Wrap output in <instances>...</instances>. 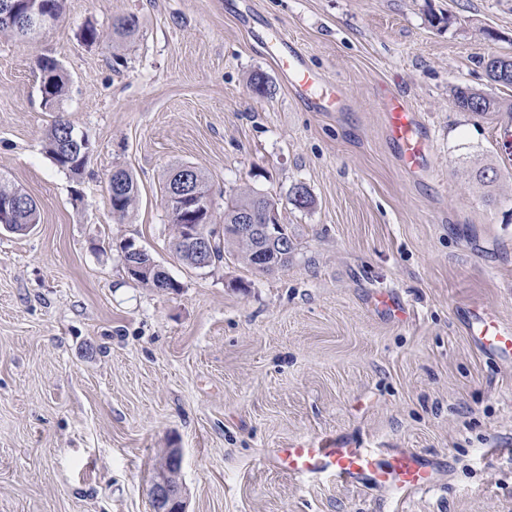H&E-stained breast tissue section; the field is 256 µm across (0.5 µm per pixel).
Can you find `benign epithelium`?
Instances as JSON below:
<instances>
[{"instance_id": "benign-epithelium-1", "label": "benign epithelium", "mask_w": 512, "mask_h": 512, "mask_svg": "<svg viewBox=\"0 0 512 512\" xmlns=\"http://www.w3.org/2000/svg\"><path fill=\"white\" fill-rule=\"evenodd\" d=\"M25 2L30 31L41 32L56 22L45 0H25ZM79 143V152L76 153L67 148L63 151L61 159L67 162L73 160L79 166L86 165L92 152V144L84 135L79 137ZM166 201L169 210L173 211L176 217L180 240L197 253L198 266L201 269L210 267L209 231L211 230L227 236L278 239L282 247L290 246L283 225L270 224L266 221L261 223L255 211L240 213L238 222L235 224L210 223V195L200 191L187 173L180 177L175 186L166 191ZM17 202L18 198L14 197L9 202L0 203V226L8 230L18 228V225L13 223ZM181 467L182 456L177 449L170 450L160 462L150 489L153 512H186L183 483L180 481Z\"/></svg>"}]
</instances>
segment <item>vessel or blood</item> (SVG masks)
Here are the masks:
<instances>
[{"label": "vessel or blood", "instance_id": "vessel-or-blood-1", "mask_svg": "<svg viewBox=\"0 0 512 512\" xmlns=\"http://www.w3.org/2000/svg\"><path fill=\"white\" fill-rule=\"evenodd\" d=\"M276 50L296 89L307 94L318 86V77L304 66L290 42L280 41ZM381 106L390 134L401 147L406 169L418 170L423 164L427 139L415 113L396 97L382 98ZM467 332L482 351L512 360V325L499 322L487 311L475 309L467 321ZM273 461L277 468L293 474H329L353 486L392 488L404 495L430 489L434 484V469L420 454L400 449L383 463L372 451L333 438L296 442L275 449Z\"/></svg>", "mask_w": 512, "mask_h": 512}]
</instances>
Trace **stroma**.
Returning <instances> with one entry per match:
<instances>
[{
    "instance_id": "35a3bbf8",
    "label": "stroma",
    "mask_w": 512,
    "mask_h": 512,
    "mask_svg": "<svg viewBox=\"0 0 512 512\" xmlns=\"http://www.w3.org/2000/svg\"><path fill=\"white\" fill-rule=\"evenodd\" d=\"M139 21L112 40L117 17ZM101 40H81L85 24ZM285 38L345 99L321 112L273 56ZM512 56V0H65L35 39L0 35V176L39 222L0 230V512H152L173 448L186 512H512V361L470 341L482 308L512 324V115L462 111L459 88L512 102L482 61ZM69 82L45 108L39 57ZM430 134L408 176L380 100ZM86 133L81 180L45 149L57 118ZM497 167L493 188L475 179ZM208 180L212 221L244 186L294 244L266 274L234 256L199 270L172 247L164 184ZM138 206L116 220L113 170ZM305 184L310 208L292 201ZM181 285L137 282L126 243ZM389 293L398 319L377 304ZM338 438L435 464L408 497L274 466L289 442Z\"/></svg>"
}]
</instances>
